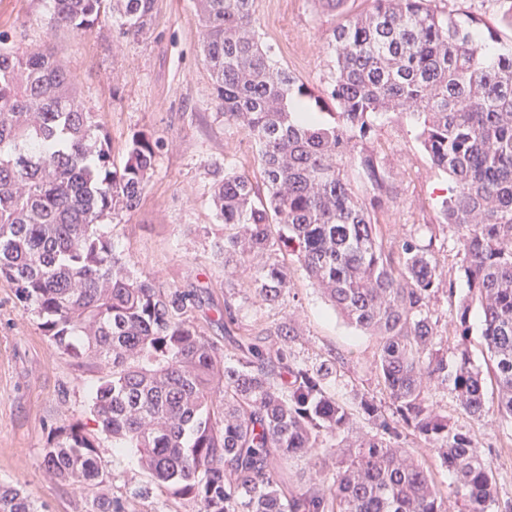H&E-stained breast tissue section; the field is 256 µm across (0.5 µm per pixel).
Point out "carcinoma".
<instances>
[{"label":"carcinoma","mask_w":512,"mask_h":512,"mask_svg":"<svg viewBox=\"0 0 512 512\" xmlns=\"http://www.w3.org/2000/svg\"><path fill=\"white\" fill-rule=\"evenodd\" d=\"M156 0H53L52 21L86 35L108 15L119 35L150 30ZM368 12L334 29L335 65L314 93L256 30L254 0H198L200 37L224 120L253 140L262 185L213 171L212 201L224 237L216 257L248 280L247 295L271 304L288 287L294 255L312 285L356 327L380 342L375 375L388 406L363 393H329L328 368L310 369L274 347L284 321L241 338L224 360L189 319L196 295L138 273L101 230L134 212L164 141L129 138L123 165L98 114L48 51H19L0 32V277L34 308L62 354L97 374L89 429H54L42 464L93 491L89 512H135L109 492L112 451L134 455L150 478L189 512H446L448 490L408 455L413 439L455 476L464 512H494L497 487L476 440L440 413L432 392L454 393L476 421L486 413L481 371L466 342L472 301L493 357L497 412L512 419V43L479 15L433 0H371ZM333 121L299 119L293 105ZM413 119L432 164L453 182L440 202L457 233L470 300L440 326L436 296L451 285L432 225L387 247L374 215L392 182L374 147L376 120ZM356 169L365 194L352 188ZM458 355L448 362L444 347ZM369 431L342 455L356 419ZM312 462L291 492L288 461ZM0 512H41L0 484Z\"/></svg>","instance_id":"cac0c4a2"}]
</instances>
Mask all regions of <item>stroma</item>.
Segmentation results:
<instances>
[{
  "label": "stroma",
  "instance_id": "1",
  "mask_svg": "<svg viewBox=\"0 0 512 512\" xmlns=\"http://www.w3.org/2000/svg\"><path fill=\"white\" fill-rule=\"evenodd\" d=\"M370 6V0H346L331 11L321 0H255L257 29L273 47L279 66L318 91L334 65L335 26ZM51 13L52 0H0V31L20 50L53 53L98 113L114 160H121L133 131L147 130L165 141L138 209L101 226L116 251L163 285L196 290L202 306L193 315L225 359H232L234 349L219 313L229 302L236 308L239 335L290 320L294 335L277 337V345L288 347L301 366L334 362L337 372L326 386L336 399L348 402L357 392L379 394L373 370L378 336L355 328L335 311L294 256L284 258L290 274L287 292L278 304L267 305L244 301L245 279L225 274L223 260L213 254V242L224 235L211 202L214 164L255 182L260 173L254 142L225 122L215 99L196 0H157L149 32L135 41L118 38L114 19L78 36L53 26ZM375 146L395 187L392 201L377 215L390 245L415 225L438 223L440 195L452 182L431 164L406 116L382 117ZM440 259L453 283L452 292L440 294L432 305L443 320L456 313L468 287L456 248ZM95 380L53 347L38 317L0 278V483L24 489L48 512H86L88 491L48 475L42 457L53 428L87 417ZM484 395L489 413L479 424L462 411L453 393L434 392L433 400L458 429L475 433L478 454L494 468L503 506L512 501V421L496 411L493 379H486ZM110 473L112 491L125 498L148 482L136 458L128 455H114Z\"/></svg>",
  "mask_w": 512,
  "mask_h": 512
}]
</instances>
